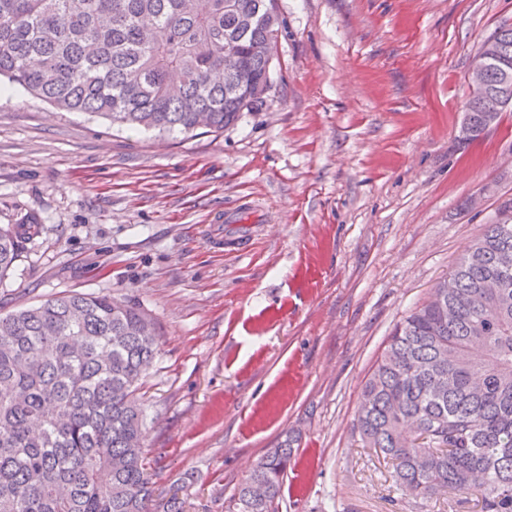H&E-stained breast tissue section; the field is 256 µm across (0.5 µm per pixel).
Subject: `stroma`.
<instances>
[{
    "instance_id": "35a3bbf8",
    "label": "stroma",
    "mask_w": 512,
    "mask_h": 512,
    "mask_svg": "<svg viewBox=\"0 0 512 512\" xmlns=\"http://www.w3.org/2000/svg\"><path fill=\"white\" fill-rule=\"evenodd\" d=\"M263 101L224 131L156 136L0 84V225L41 224L0 315L60 293L149 311L140 389L155 500L230 512L295 440L277 512H481L402 494L355 428L395 326L512 197V110L455 138L473 56L512 0H278ZM253 221L208 242L214 214Z\"/></svg>"
}]
</instances>
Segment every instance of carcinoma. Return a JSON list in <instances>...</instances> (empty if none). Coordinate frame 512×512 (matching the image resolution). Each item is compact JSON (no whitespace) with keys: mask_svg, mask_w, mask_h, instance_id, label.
<instances>
[{"mask_svg":"<svg viewBox=\"0 0 512 512\" xmlns=\"http://www.w3.org/2000/svg\"><path fill=\"white\" fill-rule=\"evenodd\" d=\"M277 0H0V77L112 125L220 132L270 87L255 47ZM512 59V25L493 33ZM463 145L501 113L470 98ZM431 298L397 324L362 388L355 427L402 491L512 512V199ZM38 221L0 225V281ZM157 326L110 294L64 293L0 316V512H153L140 381ZM295 449H269L234 512H276Z\"/></svg>","mask_w":512,"mask_h":512,"instance_id":"obj_1","label":"carcinoma"}]
</instances>
